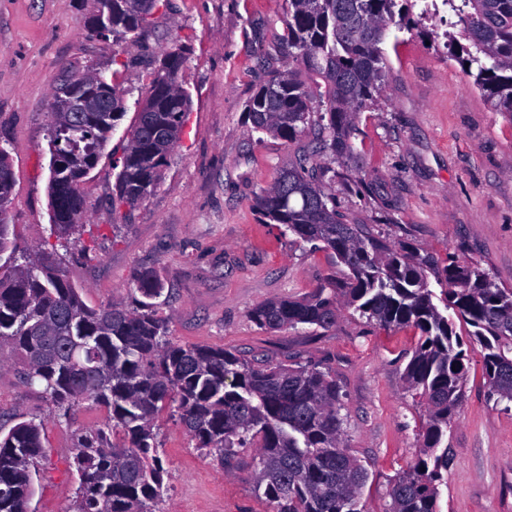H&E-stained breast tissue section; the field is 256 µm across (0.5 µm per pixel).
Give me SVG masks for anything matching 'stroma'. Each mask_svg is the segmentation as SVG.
Segmentation results:
<instances>
[{
  "label": "stroma",
  "mask_w": 512,
  "mask_h": 512,
  "mask_svg": "<svg viewBox=\"0 0 512 512\" xmlns=\"http://www.w3.org/2000/svg\"><path fill=\"white\" fill-rule=\"evenodd\" d=\"M90 3L0 0V147L14 170L6 217L18 255H35L50 240L48 126L56 78L90 68L116 74L131 91L127 114L83 186L86 222L78 234L52 240L55 261L94 308L132 305L133 275L155 271L174 343L329 372L342 393L346 443L371 472L362 508L387 512L390 483L414 463L425 415L404 380L417 330L385 329L350 310L326 329L265 330L248 316L258 304L304 296L347 273L331 252L283 234L255 207L297 151L253 131L245 113L255 89L285 66V0H169L140 41L122 44L88 34ZM458 30L457 16L443 6L411 30L391 31L381 95L357 119V156L342 164L323 152L317 161L335 168L326 190L354 223L423 254L479 262L512 288V117L493 111L465 68L449 59L442 36ZM177 44L189 49L181 82L193 101L182 140L157 189L113 212L112 161L136 118V96L149 83L148 62ZM116 54L129 63L118 73ZM84 243L90 252L81 251ZM22 370L20 355L0 346V429L42 422L47 457L30 509L72 512L75 438L103 427L106 411L83 405L69 418H51L49 401ZM157 433L168 486L163 512H272L253 491L249 455L221 467L179 423L159 421ZM448 446L441 512H512V406L490 401L480 359L471 361Z\"/></svg>",
  "instance_id": "stroma-1"
}]
</instances>
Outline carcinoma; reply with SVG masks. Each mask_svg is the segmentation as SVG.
I'll return each instance as SVG.
<instances>
[{"mask_svg": "<svg viewBox=\"0 0 512 512\" xmlns=\"http://www.w3.org/2000/svg\"><path fill=\"white\" fill-rule=\"evenodd\" d=\"M280 38L286 68L271 73L245 105L252 127L292 144L313 128L323 151L345 162L355 153L357 118L382 89L391 27L405 29L417 0H287ZM458 17L445 34L448 57L471 72L497 112L512 117V0H442ZM168 0H93L115 42L138 41ZM187 48L156 60L136 119L127 131L112 210L134 207L157 188L181 139L191 96L180 83ZM91 74L65 75L54 90L89 94L102 112H50L49 145L62 153L50 175L51 233L80 231V184L97 166L127 113L130 91ZM325 83L323 108L311 83ZM325 169L304 153L256 198V207L283 233L320 243L349 270L301 298L271 299L248 316L261 329L329 328L345 307L381 326H411L419 341L405 369L410 392L426 405L414 465L394 480L389 512H440L439 486L448 472V425L463 398L471 352L479 354L496 403H512V288L482 266L455 258L440 265L413 247L390 245L348 222L324 190ZM14 172L0 150V201H10ZM0 344L24 354L27 383L41 388L52 411L66 418L85 403L105 408V427L74 444L79 474L73 512H160L167 494L159 455V418H174L195 448L221 466L254 449L253 490L273 512H362L368 469L345 443L336 380L303 366L249 361L222 347H186L168 338L169 318L156 299L164 284L137 271L129 287L140 296L129 309L87 306L79 288L51 261L18 262L5 212L0 211ZM434 276L440 292L430 288ZM470 327L464 348L455 321ZM42 424L19 422L0 436V512H29L34 474L46 449ZM122 442L109 443L107 433Z\"/></svg>", "mask_w": 512, "mask_h": 512, "instance_id": "cac0c4a2", "label": "carcinoma"}]
</instances>
